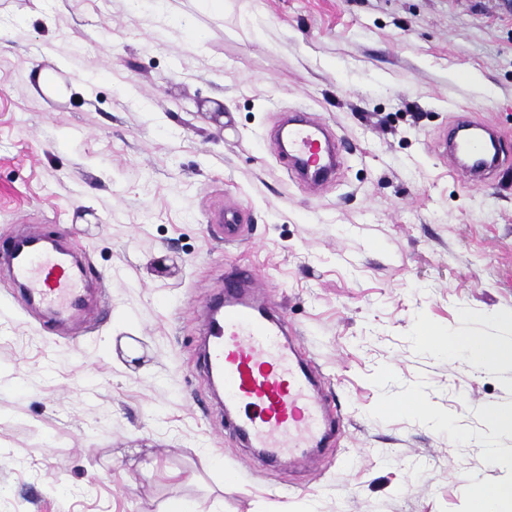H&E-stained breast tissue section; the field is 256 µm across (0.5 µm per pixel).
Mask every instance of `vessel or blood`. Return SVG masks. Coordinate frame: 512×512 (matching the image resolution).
Segmentation results:
<instances>
[{
    "mask_svg": "<svg viewBox=\"0 0 512 512\" xmlns=\"http://www.w3.org/2000/svg\"><path fill=\"white\" fill-rule=\"evenodd\" d=\"M475 123L460 121L437 153L469 187L504 162L501 140L488 134L471 139ZM339 151L333 136L315 115L288 130V161L310 186L329 181ZM12 280L30 301L60 321L75 320L86 304L83 268L54 248L42 234L17 236L4 259ZM204 371L220 377L231 406L229 429L271 461L297 460L323 446L340 429L330 416L313 371L288 339V326L264 307V290L252 270L234 266L224 274V299L210 310Z\"/></svg>",
    "mask_w": 512,
    "mask_h": 512,
    "instance_id": "vessel-or-blood-1",
    "label": "vessel or blood"
}]
</instances>
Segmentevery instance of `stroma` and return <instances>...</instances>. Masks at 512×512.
Wrapping results in <instances>:
<instances>
[{
  "mask_svg": "<svg viewBox=\"0 0 512 512\" xmlns=\"http://www.w3.org/2000/svg\"><path fill=\"white\" fill-rule=\"evenodd\" d=\"M299 107L345 146L314 189L273 142ZM461 115L512 153V0H0V253L56 237L96 292L58 325L0 270V512H469L511 479L512 432L476 436L512 367L416 337L512 339V165L465 186L435 151ZM229 205L230 243L208 221ZM234 265L341 418L290 466L241 444L199 371ZM414 389L450 430L385 411Z\"/></svg>",
  "mask_w": 512,
  "mask_h": 512,
  "instance_id": "obj_1",
  "label": "stroma"
}]
</instances>
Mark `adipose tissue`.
<instances>
[{
  "label": "adipose tissue",
  "mask_w": 512,
  "mask_h": 512,
  "mask_svg": "<svg viewBox=\"0 0 512 512\" xmlns=\"http://www.w3.org/2000/svg\"><path fill=\"white\" fill-rule=\"evenodd\" d=\"M420 342L439 353L456 356L466 355L477 367L512 366V340L493 336H475L457 333L441 335L433 328L424 326L419 330Z\"/></svg>",
  "instance_id": "ef3b65f1"
}]
</instances>
